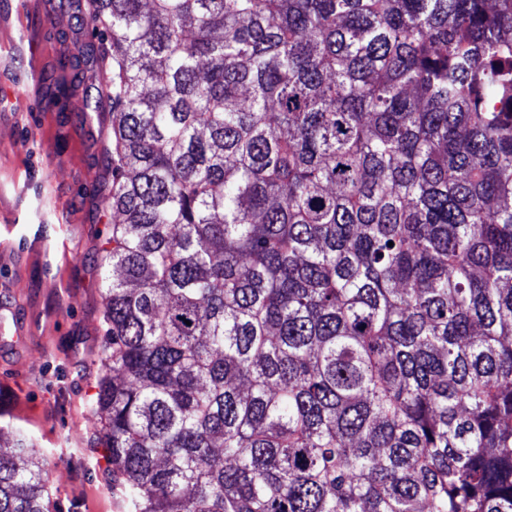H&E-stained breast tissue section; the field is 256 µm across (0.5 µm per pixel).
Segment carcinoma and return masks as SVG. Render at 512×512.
<instances>
[{"instance_id": "carcinoma-1", "label": "carcinoma", "mask_w": 512, "mask_h": 512, "mask_svg": "<svg viewBox=\"0 0 512 512\" xmlns=\"http://www.w3.org/2000/svg\"><path fill=\"white\" fill-rule=\"evenodd\" d=\"M75 9L126 512H512V0ZM43 473L0 424V512Z\"/></svg>"}]
</instances>
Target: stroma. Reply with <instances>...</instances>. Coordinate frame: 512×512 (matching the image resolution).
Here are the masks:
<instances>
[{"label": "stroma", "instance_id": "35a3bbf8", "mask_svg": "<svg viewBox=\"0 0 512 512\" xmlns=\"http://www.w3.org/2000/svg\"><path fill=\"white\" fill-rule=\"evenodd\" d=\"M18 2L0 0V225H14L21 238L0 253V307L25 310L28 337L15 343L12 318H0V412L34 438L59 512H121L91 447L109 232L100 185L109 175L112 116L86 119L83 89L58 90V58L73 47L70 12L60 0H39L21 16ZM23 25L38 53L21 39ZM32 64L41 72L34 89ZM63 232L80 247L71 262L57 250Z\"/></svg>", "mask_w": 512, "mask_h": 512}]
</instances>
